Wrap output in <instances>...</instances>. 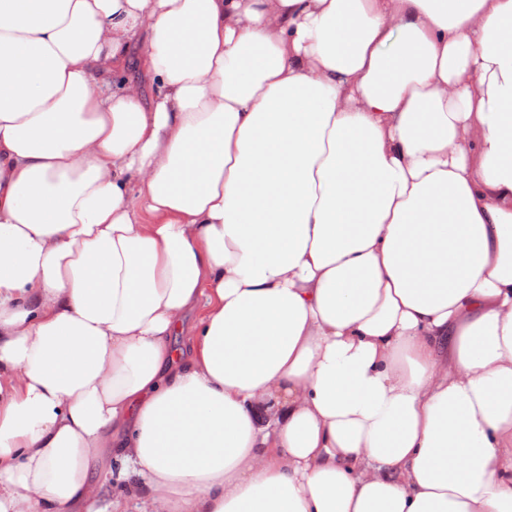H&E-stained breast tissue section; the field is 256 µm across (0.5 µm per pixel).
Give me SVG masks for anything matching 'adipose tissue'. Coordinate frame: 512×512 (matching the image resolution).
I'll use <instances>...</instances> for the list:
<instances>
[{
    "label": "adipose tissue",
    "mask_w": 512,
    "mask_h": 512,
    "mask_svg": "<svg viewBox=\"0 0 512 512\" xmlns=\"http://www.w3.org/2000/svg\"><path fill=\"white\" fill-rule=\"evenodd\" d=\"M0 512H512V0H0Z\"/></svg>",
    "instance_id": "1"
}]
</instances>
